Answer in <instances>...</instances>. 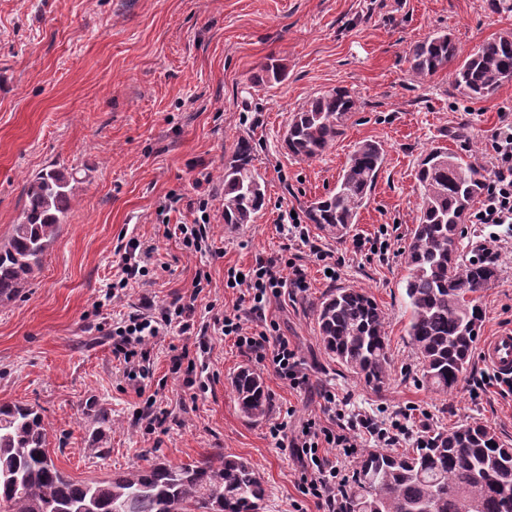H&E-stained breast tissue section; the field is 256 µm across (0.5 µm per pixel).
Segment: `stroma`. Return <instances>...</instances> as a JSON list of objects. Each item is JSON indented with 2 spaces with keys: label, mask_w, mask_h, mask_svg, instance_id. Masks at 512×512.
I'll list each match as a JSON object with an SVG mask.
<instances>
[{
  "label": "stroma",
  "mask_w": 512,
  "mask_h": 512,
  "mask_svg": "<svg viewBox=\"0 0 512 512\" xmlns=\"http://www.w3.org/2000/svg\"><path fill=\"white\" fill-rule=\"evenodd\" d=\"M445 32L460 54L512 32L502 0H0V240L21 214L27 181L41 169H72L70 214L42 268L15 301L0 306V402L37 406L49 424L48 448L72 478L101 480L158 461L188 464L234 454L264 479L262 512H317L298 490V468L269 433L272 419L321 412L320 390L347 399V413L388 419L415 408L430 428L482 421L512 442V395L490 385L472 393L468 380L445 394L418 385L406 334L410 312L404 250L416 222L417 164L439 146L489 166L492 129L512 111V83L470 100L450 69L419 79L409 71L413 46ZM284 81L258 86L267 62ZM343 87L357 101L335 143L320 158L299 161L284 143L290 113L311 98ZM249 139L266 183V204L254 223L231 228L220 216L207 226L213 253L198 255L164 235L156 207L178 202L173 224L193 221L194 180L220 207L224 163L239 138ZM376 140L386 162L367 207L343 238L310 227L345 265L336 280L303 257L308 288L273 301L268 316L295 346L310 391L291 389L271 367L260 368L272 411L259 422L241 414L229 378L254 366L232 338L162 336L150 343L148 377L128 380L112 355V326L140 310L187 294L197 271L212 276L197 317L206 322L236 305L225 287L228 268L241 270L286 242L289 212H304L336 183L358 143ZM386 234L377 256L356 240ZM154 244L166 265L157 283L102 303L130 239ZM496 281L482 297L481 333L512 328V252L495 261ZM365 289L387 321L390 377L379 388L330 359L313 309L331 289ZM207 343L202 390L185 388L171 372L172 348ZM168 410L166 429L149 432L140 413L147 395ZM108 420H101V412Z\"/></svg>",
  "instance_id": "1"
}]
</instances>
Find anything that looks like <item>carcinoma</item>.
<instances>
[{"instance_id": "1", "label": "carcinoma", "mask_w": 512, "mask_h": 512, "mask_svg": "<svg viewBox=\"0 0 512 512\" xmlns=\"http://www.w3.org/2000/svg\"><path fill=\"white\" fill-rule=\"evenodd\" d=\"M446 33H435L410 51L412 74L426 78L457 56ZM279 64L262 67L253 83L280 82ZM453 80L473 100L512 82V34L478 46L457 66ZM356 110L349 91L336 88L313 98L288 117L285 149L300 161L322 156ZM378 141L358 144L336 185L305 209L307 223L344 236L358 223L385 161ZM73 174L51 165L30 179L24 209L12 233L0 242V306L20 297L53 244L70 210ZM416 224L405 248L410 308L407 336L421 377L437 393H448L471 364L483 322L477 294L497 278L492 264L464 261L460 240L466 215L484 191L481 167L443 147L427 151L416 171ZM220 217L240 227L254 222L266 204L264 178L253 146L239 139L224 163ZM320 342L329 358L376 388L390 376L386 316L361 288L330 290L314 310ZM243 415L265 419L271 410L263 378L249 367L231 377ZM48 428L28 403L0 404V512H261L268 496L251 462L226 454L174 465L157 462L99 481L71 478L48 454ZM512 499V444L483 422L467 421L430 430L401 451H364L355 464L351 512H506Z\"/></svg>"}]
</instances>
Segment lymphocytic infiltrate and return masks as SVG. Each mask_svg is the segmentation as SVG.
<instances>
[{"label": "lymphocytic infiltrate", "instance_id": "obj_1", "mask_svg": "<svg viewBox=\"0 0 512 512\" xmlns=\"http://www.w3.org/2000/svg\"><path fill=\"white\" fill-rule=\"evenodd\" d=\"M491 167L484 193L471 216L472 223L512 224V113L504 112L491 134ZM153 245L130 240L119 262L121 275L111 298H119L123 289L134 284H149ZM312 256L324 269L339 272L342 257L311 238L301 218H293L288 242L280 254L257 258L244 273L228 269L226 287L239 290L240 303L220 321L222 334L235 337L241 352L257 362H271L277 376L291 388L309 387V376L302 367L297 349L280 332L278 323L266 312L272 300L282 295L297 297L307 288L302 256ZM211 286L207 272L197 273L188 296H178L156 307L145 304L143 311L132 313L113 328L112 354L125 366L127 375L143 378L151 358L149 342L168 335L171 330L192 335L195 330V303ZM252 322L261 323V331L249 330ZM322 413L302 419H283L270 426V435L281 448L290 450L300 468V492L314 499L319 512H349L352 480L349 463L355 459L363 440L378 448H396L409 434L410 413L392 417L380 425L368 417L346 416L335 393L322 391Z\"/></svg>", "mask_w": 512, "mask_h": 512}]
</instances>
